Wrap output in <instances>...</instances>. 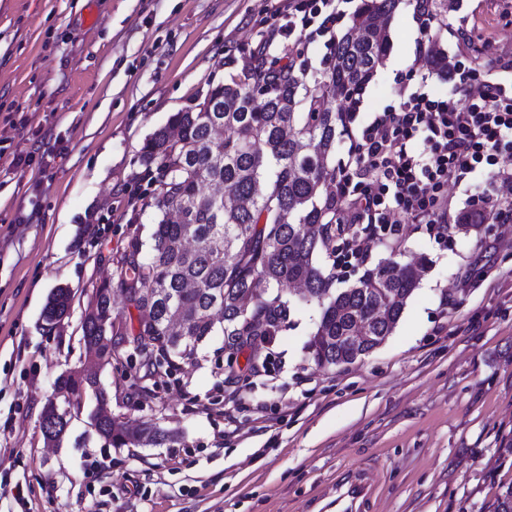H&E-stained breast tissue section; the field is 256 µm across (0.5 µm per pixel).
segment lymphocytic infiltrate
Listing matches in <instances>:
<instances>
[{"instance_id":"lymphocytic-infiltrate-1","label":"lymphocytic infiltrate","mask_w":512,"mask_h":512,"mask_svg":"<svg viewBox=\"0 0 512 512\" xmlns=\"http://www.w3.org/2000/svg\"><path fill=\"white\" fill-rule=\"evenodd\" d=\"M350 0H281V23L270 40L302 33L334 36L348 14ZM477 93H470L471 84ZM359 105L345 114L350 143L330 194L341 244L331 252L332 267L367 263L370 243L395 232L394 213L413 224L431 225L436 239H448L462 219L481 221L478 208L454 211L447 186L469 183L474 173L486 185L512 184V60L456 62L448 73V92L424 89L402 93L397 108L359 122Z\"/></svg>"}]
</instances>
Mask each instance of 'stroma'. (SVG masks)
Instances as JSON below:
<instances>
[{
	"label": "stroma",
	"instance_id": "1",
	"mask_svg": "<svg viewBox=\"0 0 512 512\" xmlns=\"http://www.w3.org/2000/svg\"><path fill=\"white\" fill-rule=\"evenodd\" d=\"M492 54L512 56L502 0H447ZM97 23L84 24L86 7ZM278 0H0V512H318L345 469L376 484L364 512H493L512 482V223L439 242L400 222L367 264L428 259L393 334L362 361L321 368L307 344L315 305L295 302L287 330L229 361L223 335L158 379L105 366L113 414L180 433L169 447L115 448L85 403L58 446L39 429L55 379L81 367V321L153 208L132 209L145 141L227 82L273 21ZM412 0L361 112L398 106L425 72ZM51 163L8 173L12 151ZM71 307L49 325L51 290Z\"/></svg>",
	"mask_w": 512,
	"mask_h": 512
}]
</instances>
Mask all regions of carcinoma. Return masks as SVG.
Wrapping results in <instances>:
<instances>
[{
    "mask_svg": "<svg viewBox=\"0 0 512 512\" xmlns=\"http://www.w3.org/2000/svg\"><path fill=\"white\" fill-rule=\"evenodd\" d=\"M402 0H362L334 36L332 68L308 83L277 61H246L240 73L211 88L202 103L173 114L148 138L146 167L156 210L149 255L135 237L116 262L117 287L138 311L139 365L154 375L158 359L168 375L194 360L200 344L221 331L233 350L243 337L279 332L300 299L320 309L308 349L320 367L369 356L392 335L417 288L414 268L380 262L348 288L333 290V275L317 261L336 240L327 188L336 168L328 161L343 130L348 101L372 80L390 50V22ZM71 290L52 289L45 320L59 322ZM112 319V291L103 283L83 317L86 350L103 359L102 323ZM369 324L371 340L355 345L354 326ZM84 379L58 376L57 388L79 399ZM101 437L114 448L157 447L180 433L148 425L130 430L105 415Z\"/></svg>",
    "mask_w": 512,
    "mask_h": 512,
    "instance_id": "carcinoma-1",
    "label": "carcinoma"
}]
</instances>
